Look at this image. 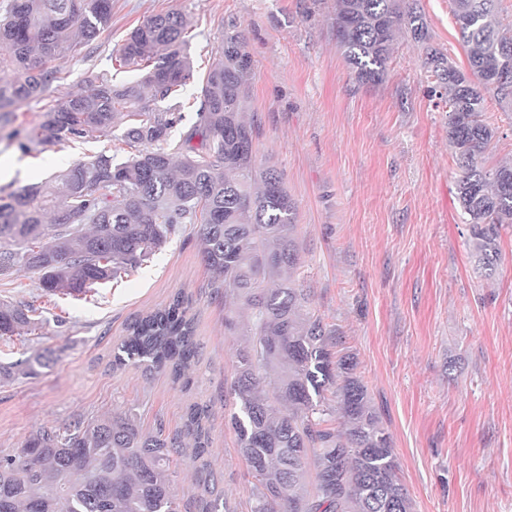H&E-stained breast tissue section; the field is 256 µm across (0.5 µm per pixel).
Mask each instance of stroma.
I'll use <instances>...</instances> for the list:
<instances>
[{
    "label": "stroma",
    "instance_id": "obj_1",
    "mask_svg": "<svg viewBox=\"0 0 512 512\" xmlns=\"http://www.w3.org/2000/svg\"><path fill=\"white\" fill-rule=\"evenodd\" d=\"M427 38L400 33L382 83H359L336 41V0H112L111 39L57 59L39 99L15 104L0 123V190L45 181L100 150L121 148V128L84 144L20 149L44 112L106 68L148 15L177 9L192 20L189 52L206 67L229 21L240 24L253 61L247 118L262 163L275 166L294 200L310 310L336 330L389 433L412 512H512V227L490 279L470 263L457 200L460 170L448 126L428 95L423 59L443 53L467 70L451 0H408ZM496 127L490 161H512V105L486 95ZM200 246L174 238L123 279L82 299L43 296L32 273L0 284V300L39 307L35 334L0 340V364L43 353L39 372L0 383V455L29 433L80 416L136 413L144 432L174 434L189 405L209 406L204 459L182 448L171 463L181 512H199L208 462L232 512H252L255 480L228 423L232 364L242 337L224 321L232 298L215 293ZM189 298L198 344L189 388L169 373L113 369V350L136 315Z\"/></svg>",
    "mask_w": 512,
    "mask_h": 512
}]
</instances>
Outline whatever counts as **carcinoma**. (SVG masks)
Wrapping results in <instances>:
<instances>
[{
    "label": "carcinoma",
    "instance_id": "carcinoma-1",
    "mask_svg": "<svg viewBox=\"0 0 512 512\" xmlns=\"http://www.w3.org/2000/svg\"><path fill=\"white\" fill-rule=\"evenodd\" d=\"M403 0H336L333 24L362 84L383 81L397 34L426 38L422 16ZM496 0H453L469 47L466 74L434 50L424 68L435 106L447 108L448 144L462 175L457 199L470 224L474 273L490 279L501 263V230L512 224V164H487L496 128L483 118L484 94L512 102V30L500 28ZM112 0H7L0 9V121L35 100L56 71L49 63L109 29ZM179 11L154 14L112 50L139 78L112 82L86 72L80 92L45 112L29 144H66L106 135L120 121L129 154L101 151L48 181L0 195V280L39 275L50 295L78 297L120 278L191 231L212 272L210 287L235 296L246 315L225 327L247 337L234 365L229 424L256 480L252 512H411L391 438L369 405L336 331L309 311L301 283L296 205L283 176L258 162L255 125L244 119L252 63L237 25L202 77L197 121L176 143L177 96L193 78ZM189 302L134 317L112 367L184 378L197 356ZM32 305L0 302V339L36 330ZM36 355L0 365V383L48 366ZM208 410L190 409L186 437L202 455ZM181 436L143 433L130 411L40 427L0 458V512H180L169 470ZM315 482L305 483L308 470ZM201 512H232L209 488Z\"/></svg>",
    "mask_w": 512,
    "mask_h": 512
}]
</instances>
